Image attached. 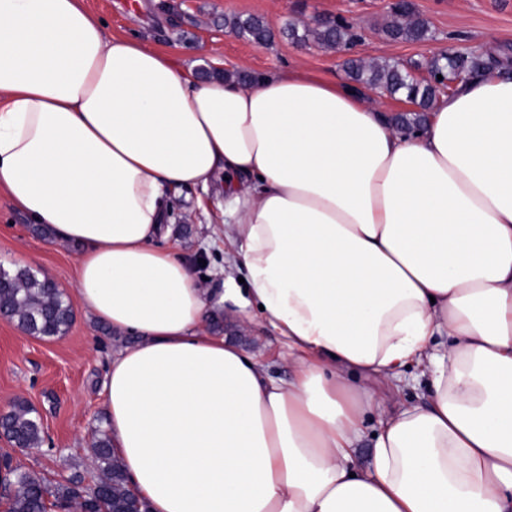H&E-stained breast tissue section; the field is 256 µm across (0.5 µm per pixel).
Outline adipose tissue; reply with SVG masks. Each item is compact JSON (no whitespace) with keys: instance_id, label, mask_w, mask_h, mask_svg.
<instances>
[{"instance_id":"adipose-tissue-1","label":"adipose tissue","mask_w":512,"mask_h":512,"mask_svg":"<svg viewBox=\"0 0 512 512\" xmlns=\"http://www.w3.org/2000/svg\"><path fill=\"white\" fill-rule=\"evenodd\" d=\"M219 179L243 289L156 244L166 193ZM0 193L78 246V305L134 338L106 429L151 512H512L506 69L409 129L368 87L202 79L83 0H0ZM228 301L290 379L209 330ZM410 367L426 403L401 398Z\"/></svg>"}]
</instances>
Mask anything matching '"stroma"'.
<instances>
[{
	"label": "stroma",
	"instance_id": "stroma-1",
	"mask_svg": "<svg viewBox=\"0 0 512 512\" xmlns=\"http://www.w3.org/2000/svg\"><path fill=\"white\" fill-rule=\"evenodd\" d=\"M416 14L432 32L422 42L387 39L383 28L391 19L389 0H85L110 37H135L166 52L176 63L198 73L234 68L246 76L302 69L327 79L346 80V56L426 65L444 44L475 56L493 55L512 61V0H412ZM340 15L362 29L364 39L352 53L327 50L315 42L296 44L279 34L285 22L303 27L315 15ZM236 15L262 17L275 37L265 46L239 37L224 26ZM224 183L209 190L185 188L171 193L172 238L178 241L198 276L214 279L223 264V245H208L212 225L221 223ZM31 219L14 210L0 195V265L27 266L71 292L76 251L37 236ZM218 333L254 353L277 378L291 370L274 333L257 327L255 334H237L232 319L217 314ZM123 340L75 310L65 336L40 339L14 323L0 321V412L14 399L27 400L39 413L47 444L17 454L23 470L61 482L72 473L91 481L89 445L106 412L102 386L112 354Z\"/></svg>",
	"mask_w": 512,
	"mask_h": 512
}]
</instances>
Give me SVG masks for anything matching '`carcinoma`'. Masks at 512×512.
<instances>
[{
	"instance_id": "carcinoma-1",
	"label": "carcinoma",
	"mask_w": 512,
	"mask_h": 512,
	"mask_svg": "<svg viewBox=\"0 0 512 512\" xmlns=\"http://www.w3.org/2000/svg\"><path fill=\"white\" fill-rule=\"evenodd\" d=\"M396 17H406L405 23L394 21L386 25L385 33L392 39L424 41L430 32L426 22L413 17L408 4L392 7ZM224 25L236 34L249 36L254 42L264 44L271 40L272 32L258 16H234L224 20ZM282 34L297 42L309 38L328 48L340 49L354 39L350 28L344 24H316L299 33L291 22L285 23ZM487 63L469 55L448 54L428 62V71L435 75L426 83L414 82L404 65L394 62L366 64L360 59L346 61L350 81L360 86L378 89L391 96L402 95L419 107L413 113H403L399 123L416 126L425 117L444 80L452 79L457 72H478ZM441 78H436V75ZM0 312L9 316L24 333L38 338L65 335L74 320L70 299L57 285L38 272L25 266L5 269L0 266ZM0 429L5 436L22 448H40L46 432L36 410L25 400H16L0 416ZM90 454L97 471L96 490L84 486V479L76 474L67 483H52L38 473L15 470L9 485L5 486L8 512H46L49 507H59L66 512H138L139 504L126 488L118 466L114 463L112 444L107 431L97 430L91 443Z\"/></svg>"
}]
</instances>
